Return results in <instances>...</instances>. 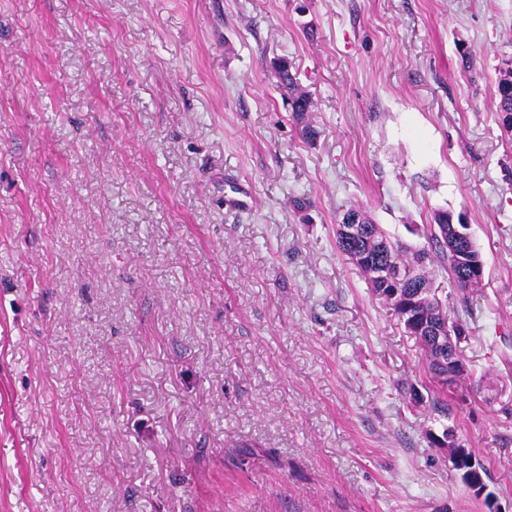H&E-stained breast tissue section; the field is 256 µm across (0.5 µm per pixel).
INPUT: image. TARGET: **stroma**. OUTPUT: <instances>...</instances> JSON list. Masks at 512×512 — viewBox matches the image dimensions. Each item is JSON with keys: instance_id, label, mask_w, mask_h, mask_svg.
I'll use <instances>...</instances> for the list:
<instances>
[{"instance_id": "1", "label": "stroma", "mask_w": 512, "mask_h": 512, "mask_svg": "<svg viewBox=\"0 0 512 512\" xmlns=\"http://www.w3.org/2000/svg\"><path fill=\"white\" fill-rule=\"evenodd\" d=\"M508 58L512 0H0V512H488L449 430L512 512ZM350 208L467 218L448 410ZM280 89L285 98L288 99L296 120H302L306 112L310 111L312 102L310 98L299 91L298 84L291 74L287 61H283L279 67ZM500 77L496 87V112L501 126L506 134L512 137V70H499ZM441 445L448 448H458L454 452L452 460L457 462L459 465H461L462 460L467 461L468 467L461 468L464 481L469 485V488L476 493V495L486 497L488 487L485 486L484 478L475 457H467L468 449L463 448L464 446L457 442L454 434L450 431L445 435V440Z\"/></svg>"}]
</instances>
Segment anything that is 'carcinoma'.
I'll use <instances>...</instances> for the list:
<instances>
[{
  "label": "carcinoma",
  "mask_w": 512,
  "mask_h": 512,
  "mask_svg": "<svg viewBox=\"0 0 512 512\" xmlns=\"http://www.w3.org/2000/svg\"><path fill=\"white\" fill-rule=\"evenodd\" d=\"M496 87V112L506 134L512 137V72L499 70ZM280 89L288 99L296 120L303 119L310 111V98L299 91L291 74L288 62L279 67ZM450 212L438 211L433 223L426 231L436 242L438 249L431 252L420 250L408 260L407 247L385 235L378 225L359 209H348L343 213V223L337 225L336 247L365 274L372 292L390 302L404 329L419 342L426 355L428 371L441 390H448V353L436 347L439 331L460 339L468 332L466 315L470 314L468 288L464 284L465 268L455 263L448 255L446 226ZM420 266L429 262L448 272V279L462 293L464 315H448L435 297L432 280L415 272L411 263Z\"/></svg>",
  "instance_id": "1"
}]
</instances>
